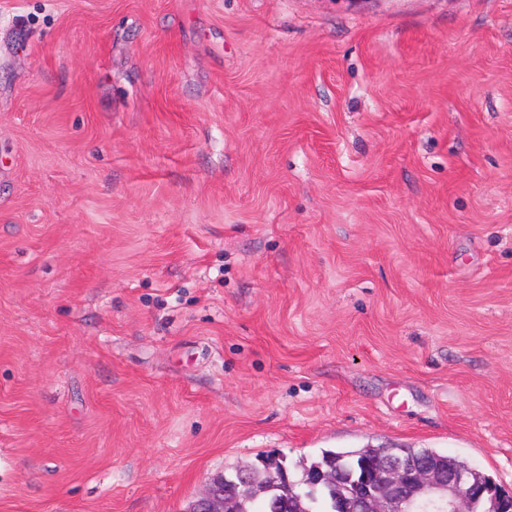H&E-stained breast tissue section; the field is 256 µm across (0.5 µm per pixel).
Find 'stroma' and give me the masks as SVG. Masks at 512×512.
<instances>
[{"label":"stroma","instance_id":"1","mask_svg":"<svg viewBox=\"0 0 512 512\" xmlns=\"http://www.w3.org/2000/svg\"><path fill=\"white\" fill-rule=\"evenodd\" d=\"M366 446L512 491V0H0V512Z\"/></svg>","mask_w":512,"mask_h":512}]
</instances>
